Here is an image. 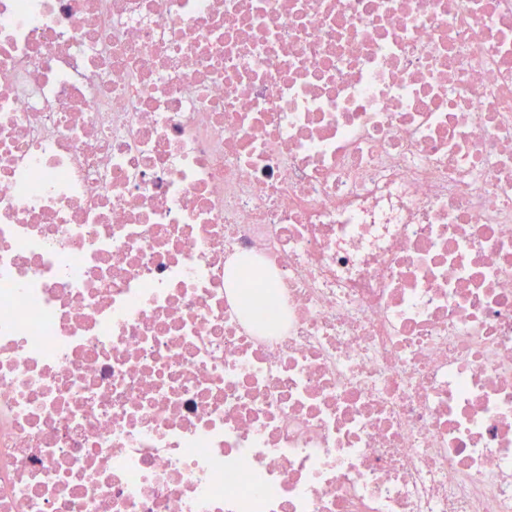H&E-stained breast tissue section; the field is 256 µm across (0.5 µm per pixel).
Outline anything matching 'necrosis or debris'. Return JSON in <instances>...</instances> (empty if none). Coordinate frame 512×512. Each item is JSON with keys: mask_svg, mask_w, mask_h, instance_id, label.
Wrapping results in <instances>:
<instances>
[{"mask_svg": "<svg viewBox=\"0 0 512 512\" xmlns=\"http://www.w3.org/2000/svg\"><path fill=\"white\" fill-rule=\"evenodd\" d=\"M0 512H512V0H0Z\"/></svg>", "mask_w": 512, "mask_h": 512, "instance_id": "necrosis-or-debris-1", "label": "necrosis or debris"}]
</instances>
